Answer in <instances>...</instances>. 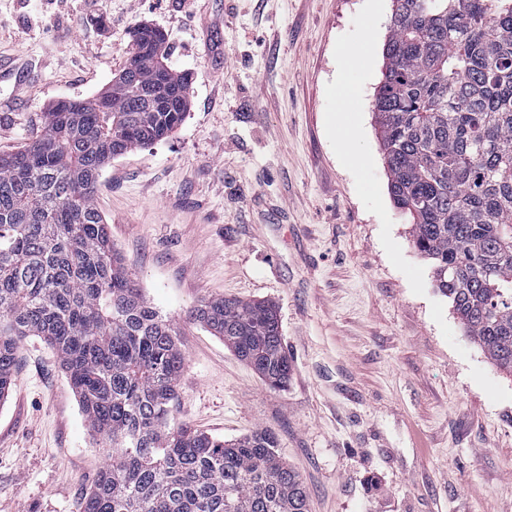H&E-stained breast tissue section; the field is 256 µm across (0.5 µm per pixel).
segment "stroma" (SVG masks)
<instances>
[{
	"mask_svg": "<svg viewBox=\"0 0 512 512\" xmlns=\"http://www.w3.org/2000/svg\"><path fill=\"white\" fill-rule=\"evenodd\" d=\"M393 0H0V153L55 103L167 38L183 123L112 159L97 206L145 299L179 331L174 423L271 430L309 512H512V375L433 286L388 191L373 102ZM263 300L292 372L268 387L189 323L201 300ZM101 450L44 342L0 405V512H80Z\"/></svg>",
	"mask_w": 512,
	"mask_h": 512,
	"instance_id": "obj_1",
	"label": "stroma"
}]
</instances>
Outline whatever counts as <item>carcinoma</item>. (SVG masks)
<instances>
[{
  "instance_id": "carcinoma-1",
  "label": "carcinoma",
  "mask_w": 512,
  "mask_h": 512,
  "mask_svg": "<svg viewBox=\"0 0 512 512\" xmlns=\"http://www.w3.org/2000/svg\"><path fill=\"white\" fill-rule=\"evenodd\" d=\"M374 103L394 206L464 335L512 374V0H394ZM122 74L80 112L44 115L40 134L0 156V404L16 352L37 338L57 355L103 448L81 512H308L299 475L256 430L231 442L169 425L185 356L150 306L95 204L99 173L186 117L190 80L174 71L178 112H149L166 36L130 32ZM273 388L291 364L277 311L225 297L187 314Z\"/></svg>"
}]
</instances>
